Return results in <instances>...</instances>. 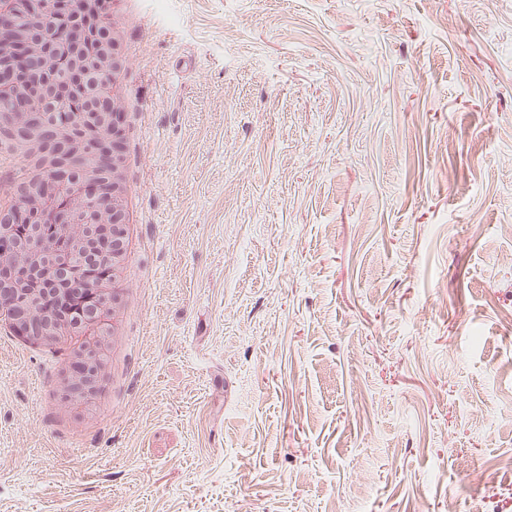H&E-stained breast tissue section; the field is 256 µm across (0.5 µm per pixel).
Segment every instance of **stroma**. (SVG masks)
<instances>
[{
  "label": "stroma",
  "mask_w": 512,
  "mask_h": 512,
  "mask_svg": "<svg viewBox=\"0 0 512 512\" xmlns=\"http://www.w3.org/2000/svg\"><path fill=\"white\" fill-rule=\"evenodd\" d=\"M96 391L0 322V512H512V0H110Z\"/></svg>",
  "instance_id": "stroma-1"
}]
</instances>
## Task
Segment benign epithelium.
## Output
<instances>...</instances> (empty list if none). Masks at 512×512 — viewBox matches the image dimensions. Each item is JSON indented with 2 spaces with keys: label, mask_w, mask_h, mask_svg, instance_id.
<instances>
[{
  "label": "benign epithelium",
  "mask_w": 512,
  "mask_h": 512,
  "mask_svg": "<svg viewBox=\"0 0 512 512\" xmlns=\"http://www.w3.org/2000/svg\"><path fill=\"white\" fill-rule=\"evenodd\" d=\"M101 0H0V137H11L23 153H34L46 167L44 177L20 187L19 203L0 208V297L19 292L26 270L48 267L62 288L72 285L78 265L105 263L117 273L124 259L125 107L110 87L123 67L124 20L112 24L90 53L81 50L88 27L101 19ZM80 91L85 108L67 111V95ZM51 216L60 234L83 232L76 251L56 252L55 242L34 230L15 235L18 224H37ZM12 330L36 341L59 335L54 314L34 297L19 306L0 307ZM107 314L82 309L73 328L86 324L96 332L95 359L74 376L76 400L88 398L102 364Z\"/></svg>",
  "instance_id": "obj_1"
}]
</instances>
